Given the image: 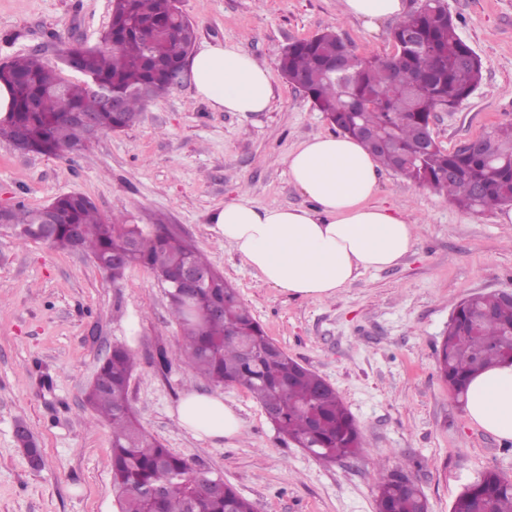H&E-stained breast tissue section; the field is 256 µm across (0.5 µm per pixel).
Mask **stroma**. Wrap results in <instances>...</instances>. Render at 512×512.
Instances as JSON below:
<instances>
[{
    "instance_id": "stroma-1",
    "label": "stroma",
    "mask_w": 512,
    "mask_h": 512,
    "mask_svg": "<svg viewBox=\"0 0 512 512\" xmlns=\"http://www.w3.org/2000/svg\"><path fill=\"white\" fill-rule=\"evenodd\" d=\"M446 2L483 73L480 87L432 125L439 146L454 150L512 122V0ZM180 8L197 28V45L230 43L269 67V110H213L187 78L148 102L134 126L98 135L79 155L24 154L0 139V206L34 209L80 193L103 215L175 227L238 289L267 336L336 389L363 447L335 463L317 461L284 441L238 385L222 391L243 435L195 439L173 411L186 390L215 387L179 360L159 368L160 351L174 352L180 332L153 272L133 265L115 284L88 254L0 232V512H120L112 430L84 402L116 344L136 357L129 398L145 432L195 469L222 474L255 512H375L374 473L397 465L424 492L429 512H450L484 471L512 477V441L469 420L435 354L462 300L512 289V224L498 223L496 209L460 208L382 170L378 198L418 224L415 248L323 300L257 280L211 222L241 193L261 207L307 203L283 160L333 128L282 77L283 48L330 26L358 54L384 57L393 51L391 23L367 29L341 17L339 0H180ZM110 16L109 0H0V64L34 51L55 61L64 42L96 45ZM21 426L37 442L39 468L18 443Z\"/></svg>"
}]
</instances>
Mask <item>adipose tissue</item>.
Masks as SVG:
<instances>
[{
	"label": "adipose tissue",
	"mask_w": 512,
	"mask_h": 512,
	"mask_svg": "<svg viewBox=\"0 0 512 512\" xmlns=\"http://www.w3.org/2000/svg\"><path fill=\"white\" fill-rule=\"evenodd\" d=\"M343 16L377 27L402 19L405 0H341ZM196 97L217 111H267L271 74L254 57L228 43H210L190 57ZM304 207L260 208L246 196L211 217L262 283L295 297L331 299L370 271L398 265L413 250L416 227L394 205L374 204L380 164L364 145L343 135H317L285 159ZM471 422L512 440V362L487 368L468 384ZM176 418L194 438H239L244 424L223 394L184 393Z\"/></svg>",
	"instance_id": "1"
}]
</instances>
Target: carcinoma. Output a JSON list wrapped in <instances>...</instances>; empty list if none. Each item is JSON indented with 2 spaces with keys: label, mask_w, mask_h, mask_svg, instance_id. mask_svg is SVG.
<instances>
[{
  "label": "carcinoma",
  "mask_w": 512,
  "mask_h": 512,
  "mask_svg": "<svg viewBox=\"0 0 512 512\" xmlns=\"http://www.w3.org/2000/svg\"><path fill=\"white\" fill-rule=\"evenodd\" d=\"M177 2L111 0V22L97 45L61 50L67 70L68 58L78 56L80 74L74 80L61 77L36 52L1 65L0 82L12 87L14 97L10 115L0 122V138L12 142L21 133L29 152L64 156L84 151L91 140L87 129L70 120L72 112L95 114L100 134L134 125L147 100L172 88L166 71L194 45V25ZM411 28L419 34V47L400 46ZM390 37L391 55L366 57L326 30L289 44L279 68L289 82L297 75L307 79L306 96L337 131L356 137L366 128L378 130L383 146L375 155L383 167L469 210L477 206V183L486 188L487 207L512 205V123L482 134L486 146L479 156L422 149L432 114L455 109L482 81L481 61L459 36L444 0H422ZM338 56L341 73L329 69ZM98 87L122 97L124 109L107 108ZM450 169L456 171L451 178ZM48 210L56 219L48 243L61 251L91 254L114 282L132 264L149 268L159 279L174 276L185 260L212 269L180 233L164 224L147 231L106 217L79 193L59 196L42 208L13 209L17 239H36ZM234 292L220 275L193 301L169 289L170 313L181 331L174 355L216 386L246 388L263 409L275 411L279 432L315 459L336 462L355 455L362 438L339 394L288 354L271 352L273 341L242 300L225 301ZM218 306L224 307L222 317L197 315L198 307ZM509 360L512 305L495 293L475 294L460 303L437 353L441 375L456 398L465 399L471 375ZM134 368L130 351L115 346L85 392L86 404L112 425V486L120 512H254L253 504L228 484L224 494L211 493L215 476L197 471L144 431L129 400ZM375 484L378 512H428L425 495L401 468L377 471ZM450 512H512V478L484 473L457 495Z\"/></svg>",
  "instance_id": "carcinoma-1"
}]
</instances>
